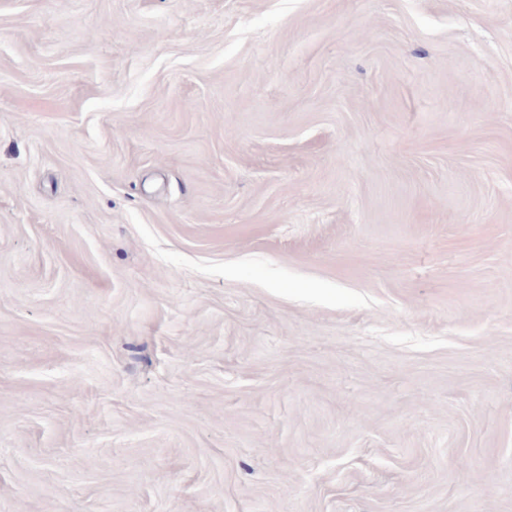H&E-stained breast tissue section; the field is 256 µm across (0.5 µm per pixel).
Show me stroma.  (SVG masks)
Listing matches in <instances>:
<instances>
[{"label":"stroma","instance_id":"35a3bbf8","mask_svg":"<svg viewBox=\"0 0 512 512\" xmlns=\"http://www.w3.org/2000/svg\"><path fill=\"white\" fill-rule=\"evenodd\" d=\"M0 512H512V0H0Z\"/></svg>","mask_w":512,"mask_h":512}]
</instances>
